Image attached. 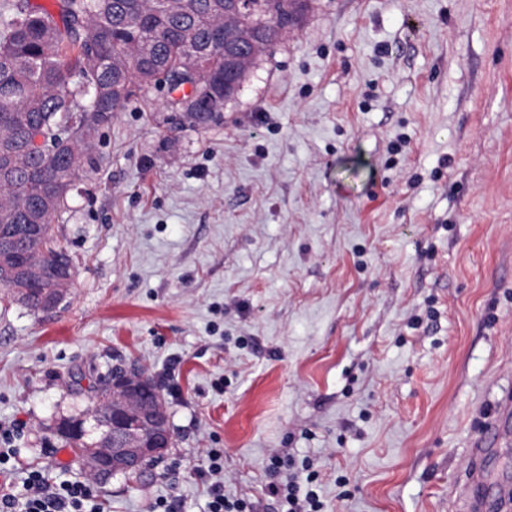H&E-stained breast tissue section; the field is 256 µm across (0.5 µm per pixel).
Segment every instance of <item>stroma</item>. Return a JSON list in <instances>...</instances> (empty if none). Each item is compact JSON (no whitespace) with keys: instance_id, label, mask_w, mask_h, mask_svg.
<instances>
[{"instance_id":"1","label":"stroma","mask_w":512,"mask_h":512,"mask_svg":"<svg viewBox=\"0 0 512 512\" xmlns=\"http://www.w3.org/2000/svg\"><path fill=\"white\" fill-rule=\"evenodd\" d=\"M92 156L54 226L67 298L0 290V485L85 477L54 424L134 364L172 446L97 483L103 512H203L208 448L255 512L274 451L329 512H456L512 393V0H313L207 127L156 85ZM512 411L511 399L507 398L499 407L496 417L489 421L485 432L476 438L471 446L470 466L467 481L461 490L463 502L473 508L483 506V503L474 496V489L484 480L483 462L492 449L495 437L500 432L501 419Z\"/></svg>"}]
</instances>
